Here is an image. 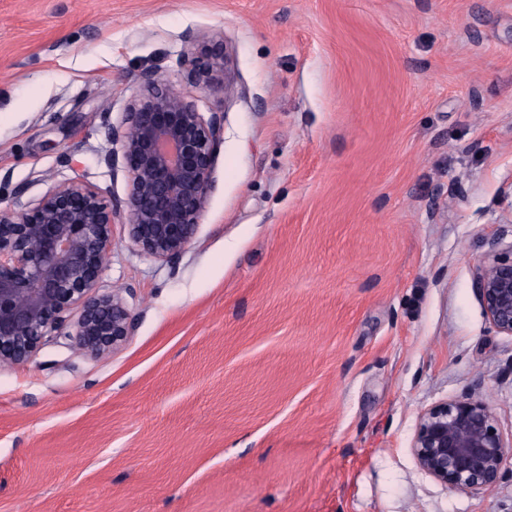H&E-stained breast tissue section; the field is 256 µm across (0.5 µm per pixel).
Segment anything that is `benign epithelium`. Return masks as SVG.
Masks as SVG:
<instances>
[{"label":"benign epithelium","instance_id":"7a95c632","mask_svg":"<svg viewBox=\"0 0 512 512\" xmlns=\"http://www.w3.org/2000/svg\"><path fill=\"white\" fill-rule=\"evenodd\" d=\"M222 44L202 46L185 70L191 91L170 90L154 70L140 73V93L108 129L117 148L104 161L126 174L129 190L114 207L75 177L40 198L0 208V370L31 361L47 343L66 341L95 359L121 348L135 314L121 290L101 286L112 250V224L125 219L131 243L175 265L197 233L224 141V109L204 116L193 90L218 97L230 86ZM474 288L490 325L512 335V245L481 260ZM420 467L448 488L494 486L512 448L492 411L465 396L427 409L413 439Z\"/></svg>","mask_w":512,"mask_h":512}]
</instances>
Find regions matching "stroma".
<instances>
[{
	"label": "stroma",
	"mask_w": 512,
	"mask_h": 512,
	"mask_svg": "<svg viewBox=\"0 0 512 512\" xmlns=\"http://www.w3.org/2000/svg\"><path fill=\"white\" fill-rule=\"evenodd\" d=\"M232 75L177 266L112 226L136 315L104 359L0 370V512H512L412 448L471 395L512 441V336L472 287L512 245V0H0V207L72 178L114 203L109 127L196 41Z\"/></svg>",
	"instance_id": "stroma-1"
}]
</instances>
